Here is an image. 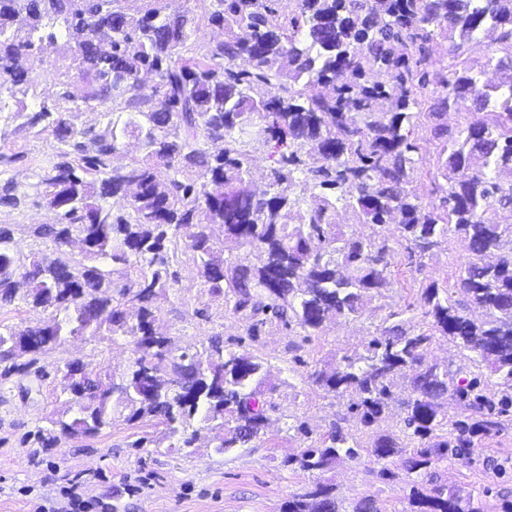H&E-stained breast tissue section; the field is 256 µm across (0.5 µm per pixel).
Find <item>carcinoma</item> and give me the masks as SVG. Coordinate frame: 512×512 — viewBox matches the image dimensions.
Here are the masks:
<instances>
[{"label":"carcinoma","mask_w":512,"mask_h":512,"mask_svg":"<svg viewBox=\"0 0 512 512\" xmlns=\"http://www.w3.org/2000/svg\"><path fill=\"white\" fill-rule=\"evenodd\" d=\"M133 11L114 0H0V77L12 86H31L18 59L33 52L43 21L62 20L73 44L75 80L61 93L63 106L22 112V126L48 131L57 143L53 160L37 173V202L59 213L34 235L49 248L24 255L14 246L11 225L0 224V309L20 301L49 313L34 326H0V378L46 377L39 356L77 334L126 336L134 345L127 370L112 375V388L90 370L71 383L61 373L67 411L40 429L35 440L53 444L55 433L94 437L112 424L118 405L130 419L160 418L168 437L191 447L187 431L196 423L219 429L215 451L224 454L260 437L266 402L265 362L254 351L224 349L210 339L207 357L178 352L153 333L158 305L169 299L178 268L196 275L211 295L247 323L258 341L276 322L317 331L346 318L389 286L385 271L390 246L380 232L347 235L336 224V205L352 207L363 223L384 227L400 215L406 249L423 255L448 229L466 244L472 260L456 289L467 304L486 313L477 323L448 288L432 284L422 300L432 322L427 329L396 324L365 346L343 355L314 381L361 414L369 428L382 419L397 377L411 376L404 427L408 437L428 439L409 458L415 474L471 447L470 437L501 427L480 420L449 422L442 401L451 396L488 416L512 405V224L489 217L491 209L512 212V82L485 85L474 73L442 79L453 100L489 111L490 120L469 126L451 140L445 168L450 173L443 205L422 211L407 188L416 146L409 141L410 99L426 86L431 25L456 34L462 48L481 31L501 30L512 42V0H296L283 20L273 0H209L208 21L224 29V40L201 54H188L196 17L165 12L164 0H133ZM249 58L250 69L232 64ZM155 75L159 86L140 94L135 81ZM373 74L383 81L366 82ZM332 86V94L291 92L287 82ZM255 85L267 89L250 95ZM405 89L396 111L378 103L389 88ZM110 100L121 111L98 127L78 129L66 105ZM261 120L278 148L273 179L264 189L248 182V154L239 135ZM128 136L145 155L121 169L112 158ZM168 171L166 179L158 170ZM322 192L303 207L290 195L298 175ZM138 194L114 212L106 201ZM29 194L11 179L0 180V205L20 207ZM212 224L224 226L213 240ZM247 246L258 260L231 262L225 247ZM498 254L494 265L481 262ZM142 316L127 321L125 308ZM441 333L498 379V399L480 389L479 377H457L425 353ZM448 428V435L439 434ZM404 448L390 434H376L370 454L386 459ZM362 442L334 426L327 438L287 463L320 474L345 456L361 457ZM416 512H479L461 509L453 494L437 491L411 501ZM285 512H338L334 488L316 483L288 501Z\"/></svg>","instance_id":"cac0c4a2"}]
</instances>
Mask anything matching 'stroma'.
Masks as SVG:
<instances>
[{
	"label": "stroma",
	"mask_w": 512,
	"mask_h": 512,
	"mask_svg": "<svg viewBox=\"0 0 512 512\" xmlns=\"http://www.w3.org/2000/svg\"><path fill=\"white\" fill-rule=\"evenodd\" d=\"M166 7L171 13L195 10L197 28L191 43L197 52L223 40V29L208 22L201 0H166ZM54 32L55 39L44 40L40 50L22 60L34 80L33 94L0 87V97L9 100L8 109L0 112V153L12 158L10 164L0 166V178L14 180L29 191L39 169L53 158L54 139L46 131L22 129L19 115L42 106L57 108L61 84L73 75L72 45L63 27H55ZM431 36L430 83L411 108L417 150L409 174L426 208L438 206L449 186L445 141L435 136V128L454 134L488 119L487 111L472 102H449L443 75L474 70L489 84L512 81V71L495 64L506 54L498 32L479 34L459 50L443 28L432 27ZM242 139L249 154L248 178L256 187L266 188L273 145L254 127ZM54 221L52 211L32 202L18 210L0 208V224L14 225L15 243L25 254L44 247L32 235V226ZM379 232L394 249L389 288L357 314L327 322L309 340L275 324L263 330L257 352L270 371L272 388L263 395L269 421L264 435L249 447L215 453V433L202 427L191 447L174 448L164 437V425L146 418L129 420L128 410L121 407L100 435L78 439L61 435L51 447H41L35 432L48 428L49 418L63 410L55 390L58 365L77 357L96 368L121 370L132 356L130 340L124 336H85L66 342L40 359L45 378L14 376L0 382V512H36L37 506H52L61 491L72 486L102 504L103 512H113L116 503L120 512H283L286 502L316 479L298 467L284 466L283 458L325 438L337 419H344L345 429L366 445L377 433L404 438L405 404L412 395L408 379H398L383 420L368 429L357 415L348 413L346 399L326 391L313 373L329 368L343 354L363 351L371 337L394 321L426 327L430 318L421 300L423 290L433 283L455 285L470 255L451 233L418 262L398 246L397 224ZM156 320L160 331L190 354L203 352L210 337L228 342L243 335L245 328L223 298L208 294L189 272L182 273ZM503 421L505 430L478 433L470 454L433 465L416 481L407 474L403 452L381 461L366 455L344 457L317 479L335 487L342 512H352L360 501L372 502L376 512H406L412 490L428 494L437 488L480 512H512V412ZM300 424L305 425V433L297 432Z\"/></svg>",
	"instance_id": "obj_1"
}]
</instances>
